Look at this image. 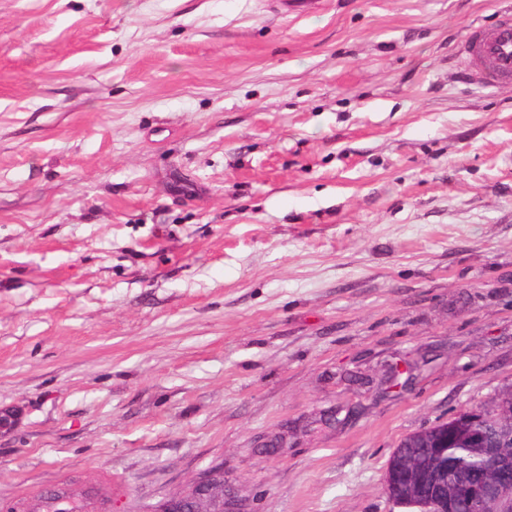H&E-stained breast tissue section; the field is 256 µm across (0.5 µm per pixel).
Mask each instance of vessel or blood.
<instances>
[{"label":"vessel or blood","instance_id":"obj_1","mask_svg":"<svg viewBox=\"0 0 512 512\" xmlns=\"http://www.w3.org/2000/svg\"><path fill=\"white\" fill-rule=\"evenodd\" d=\"M464 66L480 85L496 88L512 83V14L501 16L493 27L471 25L459 46ZM28 512H58L59 506L43 489L24 496Z\"/></svg>","mask_w":512,"mask_h":512}]
</instances>
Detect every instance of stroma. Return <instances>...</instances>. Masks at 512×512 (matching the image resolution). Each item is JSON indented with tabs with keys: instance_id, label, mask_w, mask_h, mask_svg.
<instances>
[{
	"instance_id": "1",
	"label": "stroma",
	"mask_w": 512,
	"mask_h": 512,
	"mask_svg": "<svg viewBox=\"0 0 512 512\" xmlns=\"http://www.w3.org/2000/svg\"><path fill=\"white\" fill-rule=\"evenodd\" d=\"M512 0H0V512H406V435L512 385ZM459 54L480 85L496 88L512 83V14L501 16L491 28L472 24ZM224 504V472L208 471L182 494L166 501L159 512H237ZM52 495L43 489H32L24 496V504L27 510L35 509L34 512H58L61 502L53 501Z\"/></svg>"
}]
</instances>
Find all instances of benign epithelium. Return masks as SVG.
I'll return each instance as SVG.
<instances>
[{"instance_id": "obj_1", "label": "benign epithelium", "mask_w": 512, "mask_h": 512, "mask_svg": "<svg viewBox=\"0 0 512 512\" xmlns=\"http://www.w3.org/2000/svg\"><path fill=\"white\" fill-rule=\"evenodd\" d=\"M493 405L496 417L488 416L481 406L470 407L448 416L453 429L465 431L470 439L481 446L491 477L480 476L462 491L470 512H484L488 503L498 504V512H512V459L507 450H512V401L500 394L495 395ZM428 453V464L409 473H402L399 454L390 457L385 477L384 490L389 500L418 512H454L453 497L446 490L448 472L454 462L448 453L439 448ZM404 478L413 487L410 496L393 495L394 480ZM159 512H236V508L224 504V473L218 469L208 471L182 494L166 501Z\"/></svg>"}]
</instances>
